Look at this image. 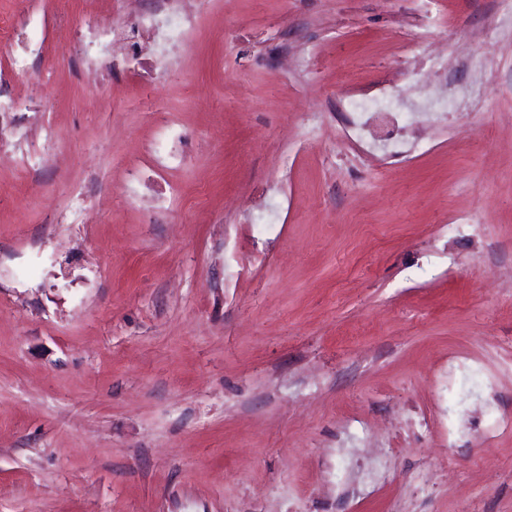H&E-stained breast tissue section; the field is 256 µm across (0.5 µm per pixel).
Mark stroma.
I'll return each mask as SVG.
<instances>
[{
    "label": "stroma",
    "mask_w": 512,
    "mask_h": 512,
    "mask_svg": "<svg viewBox=\"0 0 512 512\" xmlns=\"http://www.w3.org/2000/svg\"><path fill=\"white\" fill-rule=\"evenodd\" d=\"M100 7L0 0V512H512L498 0H199L91 81ZM454 104V98L445 93L437 97L426 94L418 100L404 102L409 112H447Z\"/></svg>",
    "instance_id": "1"
}]
</instances>
